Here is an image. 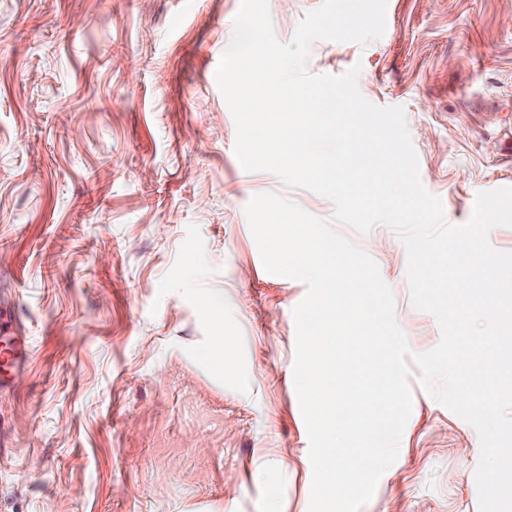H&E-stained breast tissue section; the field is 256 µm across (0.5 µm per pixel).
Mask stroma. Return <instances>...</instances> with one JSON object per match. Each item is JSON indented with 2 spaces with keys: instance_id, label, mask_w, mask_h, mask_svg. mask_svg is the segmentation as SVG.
<instances>
[{
  "instance_id": "35a3bbf8",
  "label": "stroma",
  "mask_w": 512,
  "mask_h": 512,
  "mask_svg": "<svg viewBox=\"0 0 512 512\" xmlns=\"http://www.w3.org/2000/svg\"><path fill=\"white\" fill-rule=\"evenodd\" d=\"M321 0H268L290 42ZM240 0H0V296L31 344L0 392V512H309L293 382L303 282L243 213L273 191L378 264L409 350L435 347L397 233L245 171L216 82ZM381 37L307 67L399 106L446 224L512 187V0H388ZM399 464L360 512H479L476 430L410 365Z\"/></svg>"
}]
</instances>
